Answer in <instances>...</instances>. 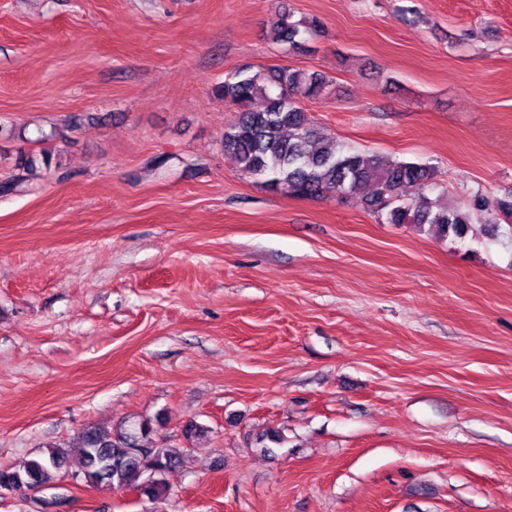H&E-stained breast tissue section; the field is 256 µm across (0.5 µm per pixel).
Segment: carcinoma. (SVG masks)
<instances>
[{
    "label": "carcinoma",
    "mask_w": 512,
    "mask_h": 512,
    "mask_svg": "<svg viewBox=\"0 0 512 512\" xmlns=\"http://www.w3.org/2000/svg\"><path fill=\"white\" fill-rule=\"evenodd\" d=\"M321 29L318 18L295 20L290 12L272 21L275 40L290 53ZM329 83L323 74L289 66L228 72L216 88L237 113L224 128V154L241 174L261 178L267 189L290 196L328 193L342 198L370 185L373 192L367 205L377 214L386 213L387 223L427 224L443 236H465L475 211L512 217V194L504 198L475 195L456 207H442L429 197L436 188L431 167L385 162L325 137L303 104L323 98ZM407 188L414 190L408 203L403 195ZM153 432L149 420L110 430L87 426L68 447L51 446L38 459L0 468V491L49 488L64 480L69 474L70 449L76 448L81 458L77 476L82 481L128 489L150 502L161 500L168 491L164 476L179 465L185 449L157 443ZM283 443V435L272 429L256 439L265 453L271 452V445Z\"/></svg>",
    "instance_id": "1"
}]
</instances>
